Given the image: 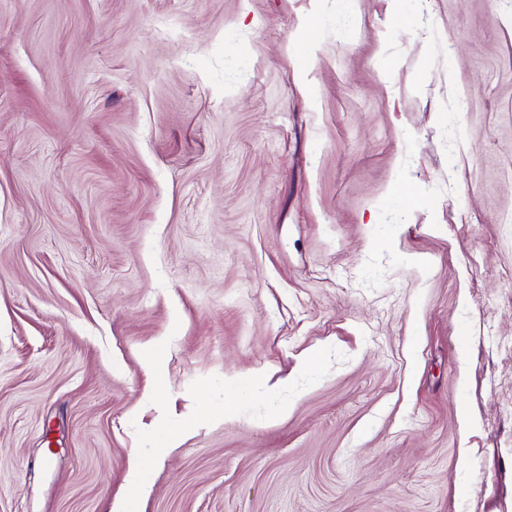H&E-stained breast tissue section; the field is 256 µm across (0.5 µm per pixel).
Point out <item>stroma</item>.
Listing matches in <instances>:
<instances>
[{"instance_id": "35a3bbf8", "label": "stroma", "mask_w": 512, "mask_h": 512, "mask_svg": "<svg viewBox=\"0 0 512 512\" xmlns=\"http://www.w3.org/2000/svg\"><path fill=\"white\" fill-rule=\"evenodd\" d=\"M508 215L512 0H0V512H512Z\"/></svg>"}]
</instances>
